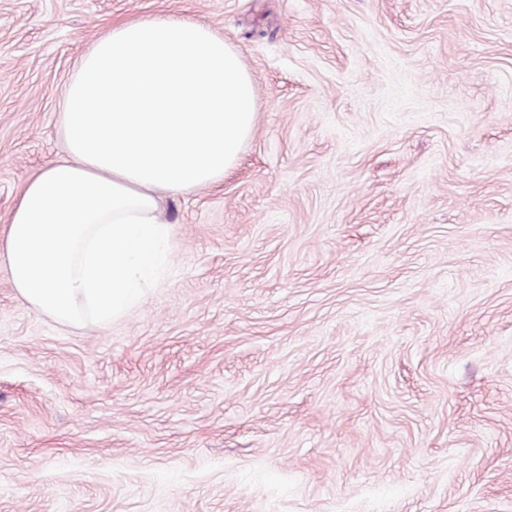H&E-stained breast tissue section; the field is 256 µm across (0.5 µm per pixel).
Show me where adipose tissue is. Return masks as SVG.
I'll use <instances>...</instances> for the list:
<instances>
[{"label":"adipose tissue","instance_id":"ef3b65f1","mask_svg":"<svg viewBox=\"0 0 512 512\" xmlns=\"http://www.w3.org/2000/svg\"><path fill=\"white\" fill-rule=\"evenodd\" d=\"M66 157L27 180L0 257L33 308L105 325L171 252L163 194L220 182L256 126L239 52L202 23H117L62 91Z\"/></svg>","mask_w":512,"mask_h":512}]
</instances>
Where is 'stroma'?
<instances>
[{
	"label": "stroma",
	"instance_id": "35a3bbf8",
	"mask_svg": "<svg viewBox=\"0 0 512 512\" xmlns=\"http://www.w3.org/2000/svg\"><path fill=\"white\" fill-rule=\"evenodd\" d=\"M157 16L241 53L255 130L111 324L0 258V512H512V0H0V236Z\"/></svg>",
	"mask_w": 512,
	"mask_h": 512
}]
</instances>
